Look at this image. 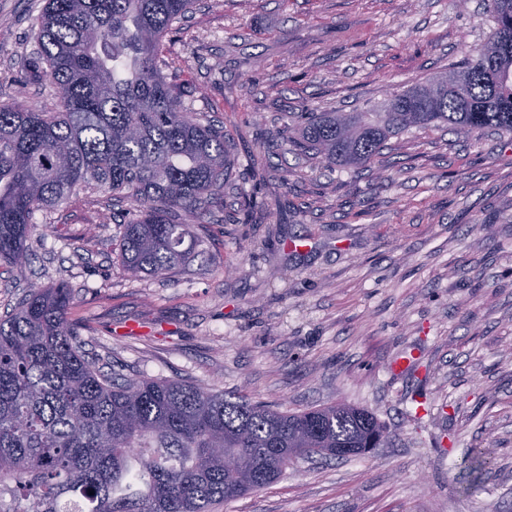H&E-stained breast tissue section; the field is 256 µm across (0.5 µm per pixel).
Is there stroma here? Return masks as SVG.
I'll return each instance as SVG.
<instances>
[{
  "label": "stroma",
  "instance_id": "1",
  "mask_svg": "<svg viewBox=\"0 0 512 512\" xmlns=\"http://www.w3.org/2000/svg\"><path fill=\"white\" fill-rule=\"evenodd\" d=\"M45 0H0V105L58 106L26 78ZM495 24L489 0H196L165 35L162 73L223 128V195L171 276H132L116 249L129 198L80 190L37 213L24 272L0 267V316L29 289L73 290L90 356L129 378L245 393L287 413L372 411L379 448L296 462L219 512H512V135L392 138L369 167L324 171L286 113L352 112L460 66ZM264 204L251 224L242 195ZM417 354L414 371L391 363ZM423 394L430 412L414 416ZM486 451L482 487L460 462Z\"/></svg>",
  "mask_w": 512,
  "mask_h": 512
}]
</instances>
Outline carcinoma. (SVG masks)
<instances>
[{"label":"carcinoma","instance_id":"obj_1","mask_svg":"<svg viewBox=\"0 0 512 512\" xmlns=\"http://www.w3.org/2000/svg\"><path fill=\"white\" fill-rule=\"evenodd\" d=\"M195 0H46L28 79L49 78L58 110L0 106V265L25 269L36 213L80 189L140 204L118 256L134 274L183 265L234 168L224 129L203 123L162 75L161 42ZM446 77L356 112H295L296 150L363 167L411 128L512 134V0ZM70 288H34L0 318V512H215L304 458L348 459L386 442L367 409L285 413L176 380L120 379L83 350ZM479 488L484 452L464 456Z\"/></svg>","mask_w":512,"mask_h":512}]
</instances>
